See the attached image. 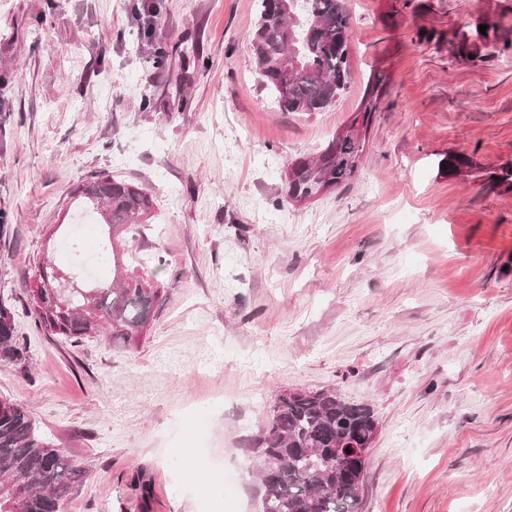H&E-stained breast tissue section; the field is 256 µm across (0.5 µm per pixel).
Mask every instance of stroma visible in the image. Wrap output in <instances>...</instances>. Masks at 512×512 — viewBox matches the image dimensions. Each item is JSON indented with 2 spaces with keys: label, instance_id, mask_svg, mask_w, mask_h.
<instances>
[{
  "label": "stroma",
  "instance_id": "35a3bbf8",
  "mask_svg": "<svg viewBox=\"0 0 512 512\" xmlns=\"http://www.w3.org/2000/svg\"><path fill=\"white\" fill-rule=\"evenodd\" d=\"M143 2L0 0V301L23 350L0 358V400L83 470L63 512H260L253 435L278 393L323 389L378 422L359 512H512V192L483 181L512 164V55L414 40L510 26L512 0H348V89L307 114L261 85L257 0ZM379 71L353 180L291 201L288 163L328 146ZM450 152L471 172H438ZM102 173L154 202L125 254L165 259L163 301L125 347L51 335L29 310L74 191ZM388 83L389 78L387 75L383 72H379L374 75L373 81L365 90L358 113L364 112L365 118L369 117L368 126L371 123L374 113L378 111L380 100L385 93Z\"/></svg>",
  "mask_w": 512,
  "mask_h": 512
}]
</instances>
